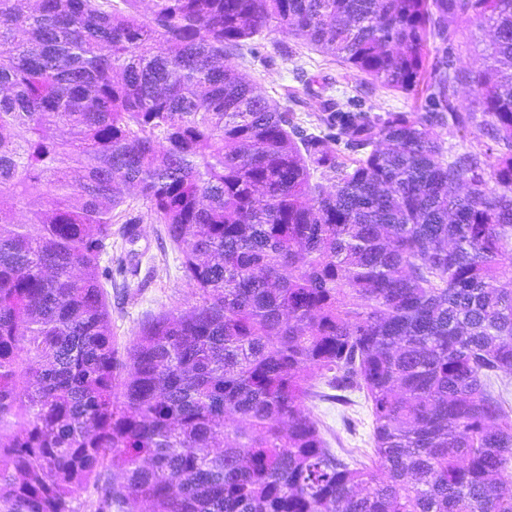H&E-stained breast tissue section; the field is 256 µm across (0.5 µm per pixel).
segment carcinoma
<instances>
[{
	"mask_svg": "<svg viewBox=\"0 0 512 512\" xmlns=\"http://www.w3.org/2000/svg\"><path fill=\"white\" fill-rule=\"evenodd\" d=\"M137 2L0 0V512H512V0ZM272 24L402 93L437 39L439 80L307 128L219 64ZM127 186L199 304L122 361ZM357 393L370 465L305 411ZM489 37L470 23H460L456 27L455 44L459 65L467 70H477L483 65V48Z\"/></svg>",
	"mask_w": 512,
	"mask_h": 512,
	"instance_id": "carcinoma-1",
	"label": "carcinoma"
}]
</instances>
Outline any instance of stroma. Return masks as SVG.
Wrapping results in <instances>:
<instances>
[{
	"mask_svg": "<svg viewBox=\"0 0 512 512\" xmlns=\"http://www.w3.org/2000/svg\"><path fill=\"white\" fill-rule=\"evenodd\" d=\"M260 56L247 62L237 52L224 55V63L246 75L262 96L284 101L295 96L296 109L305 123H313L318 101L313 91L339 100L362 96L373 112H415L426 94V84L432 83L433 73H426L424 86L404 94L378 85L368 84L364 75L334 62L331 55L312 50L301 41L288 37L277 28H270L258 37ZM313 78V87L296 80L297 70ZM135 213L140 218L139 237L129 243L121 235L120 225L112 227V260L123 263L128 286L122 296L110 297L112 331L119 348L128 347L140 324L148 317L164 311L190 310L198 302L182 279L180 255L161 244L162 225L153 222L142 200H134ZM306 411L319 419L328 442H341L346 448L369 449L372 418L365 402L343 405L313 398Z\"/></svg>",
	"mask_w": 512,
	"mask_h": 512,
	"instance_id": "35a3bbf8",
	"label": "stroma"
}]
</instances>
